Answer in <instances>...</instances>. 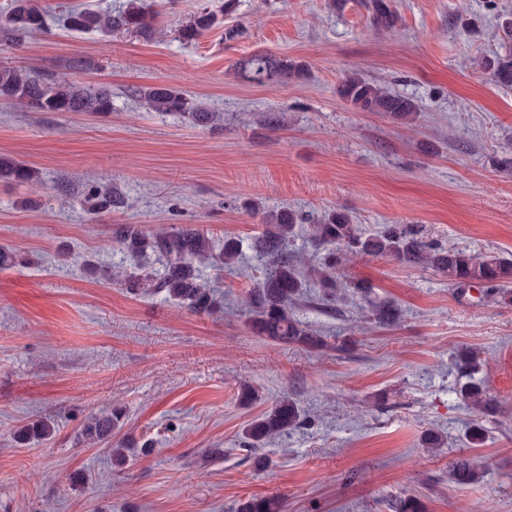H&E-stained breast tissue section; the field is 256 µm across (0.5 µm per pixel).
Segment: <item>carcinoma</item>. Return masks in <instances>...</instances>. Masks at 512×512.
<instances>
[{"label":"carcinoma","mask_w":512,"mask_h":512,"mask_svg":"<svg viewBox=\"0 0 512 512\" xmlns=\"http://www.w3.org/2000/svg\"><path fill=\"white\" fill-rule=\"evenodd\" d=\"M371 27L379 32L394 26L395 14L386 0H368ZM51 16L41 11L34 0H12L9 10L0 12V37L16 47L24 45L27 37L49 28ZM216 22L212 12H201L179 30V37L193 43ZM67 27L76 32L131 31L147 39L156 38L159 29L155 15L143 10L138 0H129L127 7L117 13L101 12L90 7L71 10ZM480 68L497 84L512 86V49L497 53L482 61ZM304 71V65L266 53L253 54L238 66L240 77L255 83H266ZM339 96L359 112H382L401 122L413 121L418 106L410 97L388 90L366 78L357 70L346 73L338 87ZM142 106L149 112L178 113L194 126H206L218 119L215 112L203 102L189 97L184 91L169 85L147 86L136 90ZM0 101L36 112L112 111V97L92 85L70 83L65 79L52 80L21 67L0 66ZM0 175L22 184L37 181L38 172L30 166L10 162L0 157ZM88 196L105 209L123 206V199L106 182L90 186ZM266 231L255 248L264 268L263 277L252 288L249 300L253 317V332L271 342L301 345L313 350L328 347L326 339L309 328L294 315V305L307 287L302 269L303 255L288 251V241L306 228L309 241L323 251L319 261L316 285L318 298L327 307L341 301V282L336 276L337 266L348 256L385 255L407 265L431 268L449 282L459 286L478 284L502 294L512 301V257L499 254H475L458 248H448L427 240L412 224H386L372 235H364L358 225L342 211L330 209L313 223L299 224L297 214L287 211L263 213ZM113 239L130 261V267L116 273L112 267L99 268L107 280H117L134 293L150 295L163 293L178 307H186L198 314H209L216 306L205 279L196 262L214 260L218 267L228 271L240 259L237 240L224 239L217 246L204 232L194 227L148 234L136 224H119L112 231ZM151 254L162 269L147 272L138 266L140 257ZM377 323L387 326L401 319L398 308L390 302H381L372 309ZM455 367L465 382L459 389L463 403L477 414L466 441L468 447H480L487 429L483 419L494 414L492 399L484 381L479 377L484 362L474 351L456 352ZM124 413L119 408L92 415L83 425L79 440L90 445L107 443L112 434L121 429ZM298 404L283 394L268 411L255 418L245 431L250 448L260 450L273 439L304 424ZM56 433L55 423L40 418L30 421L14 432V442L20 446L33 439H48ZM482 473L478 460L458 458L448 467V482L466 486L479 480ZM283 504L270 497H254L239 503L235 512H282ZM395 512H423L420 500L414 495L401 497L392 504Z\"/></svg>","instance_id":"carcinoma-1"}]
</instances>
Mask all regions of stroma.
Listing matches in <instances>:
<instances>
[{
	"instance_id": "1",
	"label": "stroma",
	"mask_w": 512,
	"mask_h": 512,
	"mask_svg": "<svg viewBox=\"0 0 512 512\" xmlns=\"http://www.w3.org/2000/svg\"><path fill=\"white\" fill-rule=\"evenodd\" d=\"M366 0H146L162 36L71 33L60 18L83 4L117 11L126 0H36L53 17L23 48L0 41V65L102 85L103 114L33 112L0 103V156L38 181L0 177V246L21 265L0 270V512H232L275 496L285 512H390L411 494L425 512H512V303L432 269L388 256H351L336 273L360 290L336 310L307 290L296 313L326 350L276 344L251 327L248 292L261 274L251 248L264 226L254 207L320 214L335 207L365 232L417 224L429 239L472 253L512 254V87L481 72L499 52L512 0H390L398 20L372 33ZM218 20L196 43L178 31L201 9ZM254 53L305 64L258 85L237 65ZM412 97L413 123L358 112L336 93L345 71ZM168 84L223 121L194 127L148 112L132 97ZM285 111V127L263 113ZM107 181L119 209L92 210L89 184ZM119 224L150 233L197 227L242 246L234 272L199 263L217 288L211 314L134 295L90 273L120 265ZM394 302L398 324L367 316ZM479 353L497 412L477 449L458 395L457 350ZM260 398L242 405L241 384ZM307 416L251 450L248 423L281 395ZM122 406L128 447L150 444L125 469L109 445L77 441L93 413ZM54 419L52 438L16 447L13 432ZM444 445L425 447L428 431ZM220 456H212V449ZM480 457L482 478L456 487L448 466Z\"/></svg>"
}]
</instances>
